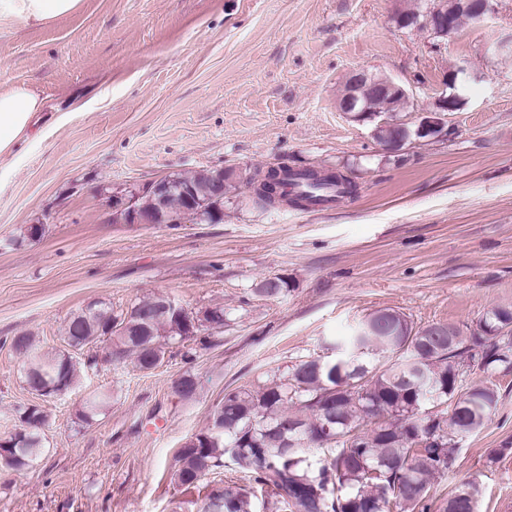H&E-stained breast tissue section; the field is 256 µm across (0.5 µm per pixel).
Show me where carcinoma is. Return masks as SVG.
I'll list each match as a JSON object with an SVG mask.
<instances>
[{
  "mask_svg": "<svg viewBox=\"0 0 512 512\" xmlns=\"http://www.w3.org/2000/svg\"><path fill=\"white\" fill-rule=\"evenodd\" d=\"M283 195L274 197L250 178L256 205L291 203L307 208L328 189L351 197L357 185L335 173L278 166ZM171 189L163 199L150 191L136 202L142 223L152 224L158 209L188 207L187 193L204 197L206 176L198 169L167 175ZM157 298L139 301L118 313L102 303L88 314H70L64 342L81 349L109 342L113 354L134 356L141 370L163 359L164 341L184 339L172 317L147 316ZM336 358L310 357L293 365L284 379L257 390L224 394L213 425L194 435L175 456L174 480L186 490L224 467L228 459L265 493L266 512H418L429 510L431 479L455 465L461 442L479 432L496 411L499 394L484 381L466 382L461 368L480 348L484 371L512 369V307L487 312L471 344L450 325L441 334L415 328L403 315H370L350 336L332 344ZM25 359L32 393L54 398L75 386L84 370L97 365L90 356L79 363L67 351L40 352L25 334L12 338ZM184 399L196 395L198 382L185 373L176 381ZM330 418L332 434H317V422ZM20 432L0 438V458L13 470L29 466L41 453L46 414L38 405L20 412ZM365 427V433L355 430ZM479 487L462 484L442 512H477ZM255 495L226 488L208 496L203 512H255Z\"/></svg>",
  "mask_w": 512,
  "mask_h": 512,
  "instance_id": "1",
  "label": "carcinoma"
}]
</instances>
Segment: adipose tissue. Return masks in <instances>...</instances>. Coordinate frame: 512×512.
I'll use <instances>...</instances> for the list:
<instances>
[{
  "label": "adipose tissue",
  "mask_w": 512,
  "mask_h": 512,
  "mask_svg": "<svg viewBox=\"0 0 512 512\" xmlns=\"http://www.w3.org/2000/svg\"><path fill=\"white\" fill-rule=\"evenodd\" d=\"M82 0H0V23L43 24L79 10ZM43 109L42 99L27 88L0 90V156L25 142Z\"/></svg>",
  "instance_id": "1"
}]
</instances>
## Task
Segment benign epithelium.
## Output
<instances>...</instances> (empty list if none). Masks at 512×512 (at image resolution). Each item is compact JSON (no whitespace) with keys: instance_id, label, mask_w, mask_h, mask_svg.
<instances>
[{"instance_id":"7a95c632","label":"benign epithelium","mask_w":512,"mask_h":512,"mask_svg":"<svg viewBox=\"0 0 512 512\" xmlns=\"http://www.w3.org/2000/svg\"><path fill=\"white\" fill-rule=\"evenodd\" d=\"M492 10V0H436V3L423 13L407 14L399 12L395 15V23L400 28L424 27L434 37L446 39L457 32L456 16L465 13L475 20L484 18ZM408 96L407 90L390 77L383 74H372L364 70L350 73L345 90L339 100L340 111L352 115L357 120L370 119L376 115L370 101L375 98L389 99ZM458 96L442 94L434 100L432 110L425 113L415 129L410 130L400 123H382L375 129L380 143L390 152L400 151L411 139H436L445 134L447 113L457 110ZM401 128L403 135L396 141L383 139V131L389 128ZM210 191L206 200L210 203L209 210L216 215L224 200V184L242 181L244 176L235 169L219 168L215 174L207 175ZM136 194L112 193V222L122 224L140 223L135 206Z\"/></svg>"}]
</instances>
